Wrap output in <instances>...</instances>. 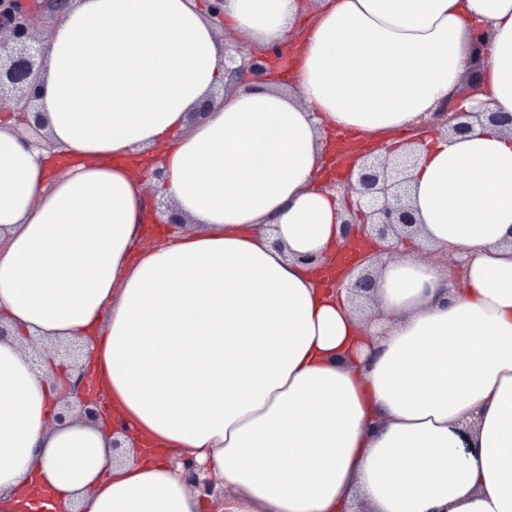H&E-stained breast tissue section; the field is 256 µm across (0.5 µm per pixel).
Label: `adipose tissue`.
<instances>
[{
	"instance_id": "obj_1",
	"label": "adipose tissue",
	"mask_w": 512,
	"mask_h": 512,
	"mask_svg": "<svg viewBox=\"0 0 512 512\" xmlns=\"http://www.w3.org/2000/svg\"><path fill=\"white\" fill-rule=\"evenodd\" d=\"M73 0L45 44L54 153L0 123V512H512V135L428 134L409 172L419 242L380 266L374 319L324 290L344 216L321 177L332 132L398 156V132L459 87L493 38L480 101L512 113V0ZM290 47L268 83L222 81L219 34ZM161 167L158 186L129 165ZM188 218L150 245V189ZM82 342L115 425H50L59 394L24 333ZM221 489L189 485L183 458Z\"/></svg>"
}]
</instances>
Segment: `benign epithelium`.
I'll return each mask as SVG.
<instances>
[{"label": "benign epithelium", "mask_w": 512, "mask_h": 512, "mask_svg": "<svg viewBox=\"0 0 512 512\" xmlns=\"http://www.w3.org/2000/svg\"><path fill=\"white\" fill-rule=\"evenodd\" d=\"M225 0H203L208 17L214 24L224 26ZM71 0H42V6L55 17V24L63 22ZM47 30L35 28L27 0H0V105L8 103L18 113L20 123L31 130L28 136L33 147L54 152L55 144L41 123L36 92L45 67L43 40ZM491 38L488 28L477 26L472 32V50L477 61L467 76L480 71L486 61L485 45ZM279 57L251 46L243 39L224 44L219 67L224 71V84L214 96L203 100L191 112L196 119L206 113L214 98L242 86H254L269 81L273 73L272 62ZM478 92L475 82L462 83L448 94V99L428 113L421 123L410 128L406 138L409 149L397 158L381 156L366 151L344 168L345 154L336 150L328 164L331 178L328 187L342 194L346 217L340 224L343 245L351 248L338 263L336 270L328 272L332 293L348 292L354 299H369L376 288L375 270L385 260L402 253L407 242L420 235V222L410 200L408 171L417 159L416 146L424 134L432 131L464 136L474 124L512 134V113L493 112L489 109L468 110L463 102ZM152 208L162 206L159 223L174 233L187 221L168 200H159L150 194ZM436 263L448 268H461L464 262L457 258V251L428 250ZM33 349L32 363L37 369L49 366L63 377L65 391L58 399L52 421L61 423L75 414L91 424L104 423L108 417L103 399L90 384L89 371L83 347L75 342L58 341L42 346L38 340L27 337ZM186 477L200 495L212 493L209 481L201 477V467L196 463L183 464Z\"/></svg>", "instance_id": "benign-epithelium-1"}]
</instances>
